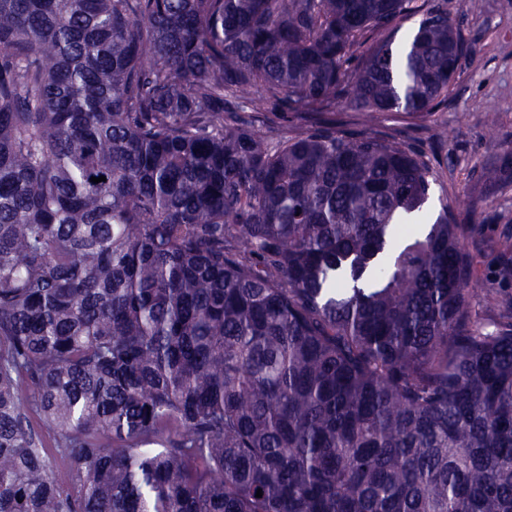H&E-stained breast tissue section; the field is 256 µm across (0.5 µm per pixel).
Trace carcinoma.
I'll list each match as a JSON object with an SVG mask.
<instances>
[{
	"label": "carcinoma",
	"instance_id": "carcinoma-1",
	"mask_svg": "<svg viewBox=\"0 0 512 512\" xmlns=\"http://www.w3.org/2000/svg\"><path fill=\"white\" fill-rule=\"evenodd\" d=\"M470 50L448 0H0V512H512V298L333 108Z\"/></svg>",
	"mask_w": 512,
	"mask_h": 512
}]
</instances>
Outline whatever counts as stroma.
Returning <instances> with one entry per match:
<instances>
[{"label": "stroma", "instance_id": "1", "mask_svg": "<svg viewBox=\"0 0 512 512\" xmlns=\"http://www.w3.org/2000/svg\"><path fill=\"white\" fill-rule=\"evenodd\" d=\"M473 50L462 61L445 106L416 121L395 113L367 122L368 132L419 150L432 158L434 133H441L447 164L434 166L431 205L449 201L474 214L484 264L471 292L475 319L487 322L486 289L512 295V279L501 277L493 263L499 238L512 233V184L490 187L486 175L512 146V0H448Z\"/></svg>", "mask_w": 512, "mask_h": 512}]
</instances>
